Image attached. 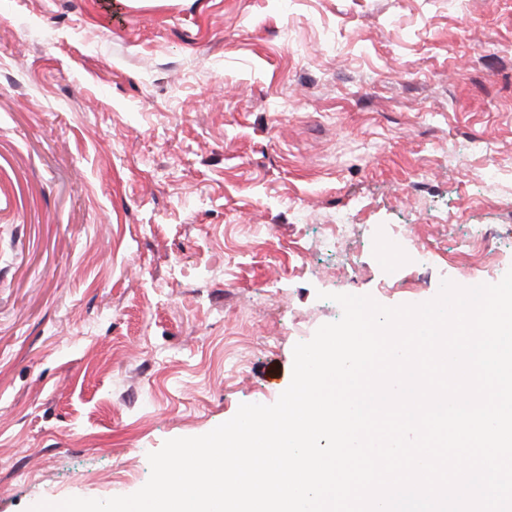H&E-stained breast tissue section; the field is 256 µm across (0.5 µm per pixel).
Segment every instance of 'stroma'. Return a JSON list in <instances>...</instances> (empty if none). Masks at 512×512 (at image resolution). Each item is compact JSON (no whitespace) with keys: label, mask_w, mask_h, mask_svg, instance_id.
<instances>
[{"label":"stroma","mask_w":512,"mask_h":512,"mask_svg":"<svg viewBox=\"0 0 512 512\" xmlns=\"http://www.w3.org/2000/svg\"><path fill=\"white\" fill-rule=\"evenodd\" d=\"M511 269L512 0H0V512L275 403L331 294Z\"/></svg>","instance_id":"stroma-1"}]
</instances>
